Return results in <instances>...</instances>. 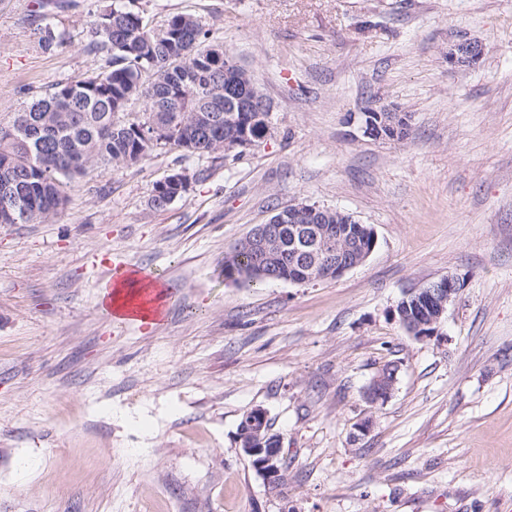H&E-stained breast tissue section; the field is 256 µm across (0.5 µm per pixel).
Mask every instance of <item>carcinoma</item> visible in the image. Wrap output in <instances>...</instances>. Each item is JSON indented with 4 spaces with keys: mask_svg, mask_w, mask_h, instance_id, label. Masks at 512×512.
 I'll use <instances>...</instances> for the list:
<instances>
[{
    "mask_svg": "<svg viewBox=\"0 0 512 512\" xmlns=\"http://www.w3.org/2000/svg\"><path fill=\"white\" fill-rule=\"evenodd\" d=\"M92 32L108 48L107 69L86 80L59 82L54 91L17 113L8 129L0 128V210H18V223L37 224L66 204L67 185L100 164L135 165L155 148L169 146L185 154L224 148V134L246 145L258 143L268 130L267 112H228L226 84L245 85L261 93L246 71L236 69L226 52H209L199 21L171 16L160 30L123 4L106 7ZM144 101L143 118L119 120L135 100ZM157 124L171 134L147 142L141 129ZM21 184L16 198L1 189ZM265 279L251 266L250 248L241 242L224 255V279L257 285L286 281L292 275L289 238L270 249Z\"/></svg>",
    "mask_w": 512,
    "mask_h": 512,
    "instance_id": "cac0c4a2",
    "label": "carcinoma"
}]
</instances>
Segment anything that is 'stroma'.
<instances>
[{"label":"stroma","mask_w":512,"mask_h":512,"mask_svg":"<svg viewBox=\"0 0 512 512\" xmlns=\"http://www.w3.org/2000/svg\"><path fill=\"white\" fill-rule=\"evenodd\" d=\"M38 2L0 0V127L106 67L91 23L112 0ZM130 6L155 29L196 17L270 100L269 130L98 167L45 222L0 224V512H512V0ZM469 41L480 61L449 66ZM382 104L407 137L364 136ZM181 170L187 192L152 209ZM296 202L369 225L374 251L332 281H226L225 253ZM105 261L169 290L163 321L108 314ZM445 276L460 292L415 339L394 311ZM256 408L283 448L275 489L237 439Z\"/></svg>","instance_id":"35a3bbf8"}]
</instances>
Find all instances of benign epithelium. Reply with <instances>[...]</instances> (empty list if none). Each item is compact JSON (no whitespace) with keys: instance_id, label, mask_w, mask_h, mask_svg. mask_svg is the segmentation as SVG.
Returning a JSON list of instances; mask_svg holds the SVG:
<instances>
[{"instance_id":"benign-epithelium-1","label":"benign epithelium","mask_w":512,"mask_h":512,"mask_svg":"<svg viewBox=\"0 0 512 512\" xmlns=\"http://www.w3.org/2000/svg\"><path fill=\"white\" fill-rule=\"evenodd\" d=\"M481 56L477 46L465 43L457 52L449 56V62L456 65L460 63H473ZM228 109L231 112H267L270 104L264 97L255 95L241 96L230 101ZM296 212L292 221V250L298 262L294 263L295 279L308 278L309 272L319 269L328 277L339 278L350 269L363 263L373 252L376 246L374 230L364 224H357L355 232L348 236L346 243L336 247V257L325 262L322 260L327 247L334 242H341V233L332 224H299L297 220L310 213L311 208L303 203L295 204ZM283 226L274 218L265 224L254 228L248 236L251 241V250L255 257H260L269 248L281 240ZM458 282L453 277H443L438 286L424 291L422 301L426 308L417 317H410L399 308L401 320L406 324L408 332L417 337L425 338L438 331L440 322L447 311L448 304L459 294ZM384 373H378L372 379V387L367 398L372 402H384L390 398L393 388L384 385ZM267 424L266 412L256 409L250 421L251 432L259 437L260 444L255 446L245 438H239L243 453L251 459L253 467L263 477L267 484L277 486L282 482L281 475L284 469L280 439H266L261 436Z\"/></svg>"}]
</instances>
